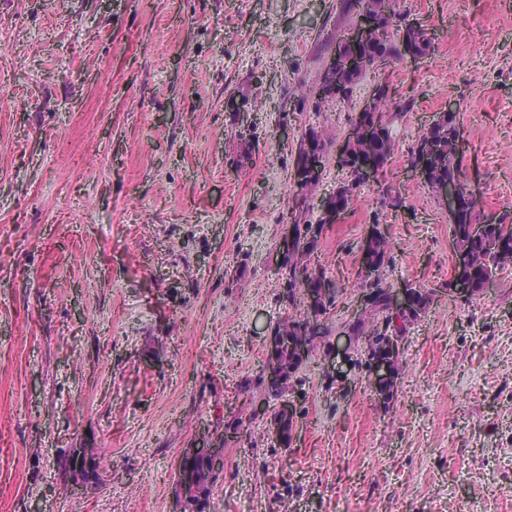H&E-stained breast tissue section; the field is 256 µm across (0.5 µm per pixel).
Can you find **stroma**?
I'll use <instances>...</instances> for the list:
<instances>
[{"label":"stroma","instance_id":"stroma-1","mask_svg":"<svg viewBox=\"0 0 512 512\" xmlns=\"http://www.w3.org/2000/svg\"><path fill=\"white\" fill-rule=\"evenodd\" d=\"M393 7L429 54L344 104L318 85L347 0H0V512H174L182 448L237 418L209 512H512V277L448 293V211L408 163L455 107L479 219L512 217V0ZM381 79L405 106L385 174L403 205L367 183L325 227L336 302L284 447L252 410L279 406L262 365L288 313L291 149L311 127L345 137ZM376 226L387 284L435 294L386 405L347 333ZM73 448L97 449V490Z\"/></svg>","mask_w":512,"mask_h":512}]
</instances>
